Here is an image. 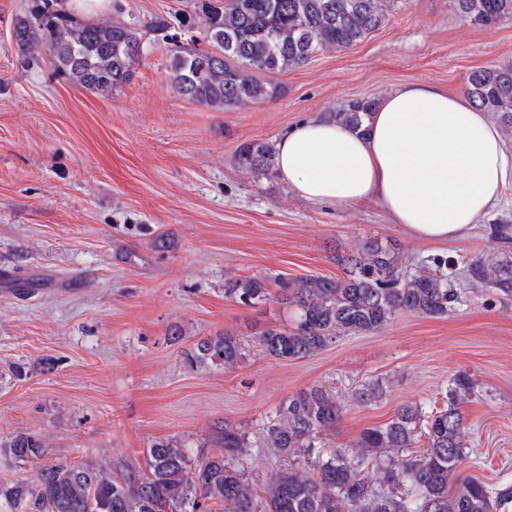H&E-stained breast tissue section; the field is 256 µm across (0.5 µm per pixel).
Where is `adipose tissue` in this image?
<instances>
[{"label": "adipose tissue", "mask_w": 512, "mask_h": 512, "mask_svg": "<svg viewBox=\"0 0 512 512\" xmlns=\"http://www.w3.org/2000/svg\"><path fill=\"white\" fill-rule=\"evenodd\" d=\"M279 176L300 197L341 208L378 205L424 241H459L512 185V147L463 94L429 82L403 85L364 130L319 114L275 144Z\"/></svg>", "instance_id": "ef3b65f1"}]
</instances>
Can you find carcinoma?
Wrapping results in <instances>:
<instances>
[{
	"instance_id": "obj_1",
	"label": "carcinoma",
	"mask_w": 512,
	"mask_h": 512,
	"mask_svg": "<svg viewBox=\"0 0 512 512\" xmlns=\"http://www.w3.org/2000/svg\"><path fill=\"white\" fill-rule=\"evenodd\" d=\"M395 0H195L204 27L186 49L168 34L170 22L155 16L147 28L172 40L170 78L185 98L217 111L273 99L278 87L256 73L278 74L308 62L319 51L346 49L382 26ZM460 17L492 27L512 19V0H453ZM12 35L23 62L50 54L57 74L72 85L114 90L129 82L143 45L136 29L107 19L84 20L61 7V0H31L12 19ZM470 98L503 125L512 127V64L478 68L466 84ZM378 102L351 100L335 113L340 121L362 127ZM238 166L271 175L275 148L246 142L235 154ZM345 276H309L282 289L293 305L295 327L269 328L255 339L260 350L279 360L303 359L344 335L375 333L399 312L440 318L457 300L436 269L407 274L392 246L371 243L341 257ZM472 277L486 287L512 295V257L488 269L476 262ZM261 278H229L224 297L243 305L267 300ZM245 356L233 334L199 340L188 353L197 365L234 366ZM345 405L324 388L298 393L265 423L262 447L279 455H314L341 421ZM220 453L194 463L180 443L156 441L146 452L145 468L125 466L114 475L90 465L45 463L38 482L0 486L15 507L28 512H207L206 502L221 512H496L512 503V485L478 478L457 479L468 455L461 413L453 405L427 413L404 404L387 423L365 429L347 448L314 455L312 471L288 468L269 478L264 497L256 495L247 474L250 442L228 424L215 426ZM423 451L394 459L417 445ZM18 462L46 456L44 444L19 432L2 443ZM375 463L378 486L363 474Z\"/></svg>"
}]
</instances>
